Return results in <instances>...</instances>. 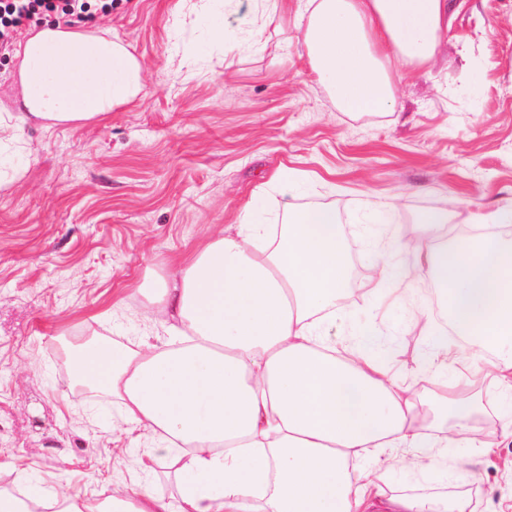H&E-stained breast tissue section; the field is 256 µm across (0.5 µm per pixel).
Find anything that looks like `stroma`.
<instances>
[{"label":"stroma","instance_id":"1","mask_svg":"<svg viewBox=\"0 0 512 512\" xmlns=\"http://www.w3.org/2000/svg\"><path fill=\"white\" fill-rule=\"evenodd\" d=\"M448 30L424 68L392 61L396 102L347 112L311 67L295 16L271 0H114L92 19L140 60L137 101L102 119L45 127L15 120L20 87L0 53V482L35 497L176 501L157 435L124 418L104 391H78L58 362L77 336L169 342L152 300L206 242L253 220L279 226L289 208L331 206L344 229L351 292L329 337L363 323L398 279L371 258L380 225L407 242L430 209L489 213L512 206V0H448ZM224 21V40L210 25ZM252 50H243V43ZM302 176L286 190L279 174ZM392 203L393 213L366 203ZM383 366L414 395L428 436L453 427L433 405L427 317L379 312ZM488 452L449 449L450 480L413 473L412 456L379 457L386 494L439 496L465 512H512V439L494 404L491 354L448 357Z\"/></svg>","mask_w":512,"mask_h":512}]
</instances>
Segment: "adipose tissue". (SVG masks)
Masks as SVG:
<instances>
[{"label":"adipose tissue","instance_id":"obj_1","mask_svg":"<svg viewBox=\"0 0 512 512\" xmlns=\"http://www.w3.org/2000/svg\"><path fill=\"white\" fill-rule=\"evenodd\" d=\"M302 3L310 62L349 112L387 108L390 62L428 66L448 28V0ZM14 58L23 109L45 125L97 120L144 89L128 47L88 28L44 23ZM447 222L425 212L411 245L387 225L376 243L378 269L430 282L420 300L402 289L403 304L428 315L442 308L472 352L496 358L512 428V244H441ZM347 287L335 210H295L278 239L265 241L262 225H237L182 265L173 283L155 288L188 345H81V381L173 446L177 503L143 493L113 500L108 512H448L436 498L379 499L350 464L415 448L421 471L443 474L449 449L476 447L462 425L472 404L448 362L454 343L431 338L428 362L436 402L459 425L425 451L417 403L372 353L383 329L372 326L340 347L327 337Z\"/></svg>","mask_w":512,"mask_h":512}]
</instances>
